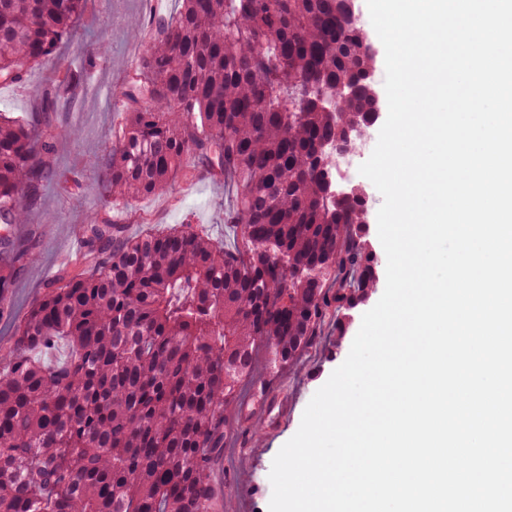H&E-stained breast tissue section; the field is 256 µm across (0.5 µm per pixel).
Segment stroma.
<instances>
[{
    "label": "stroma",
    "mask_w": 512,
    "mask_h": 512,
    "mask_svg": "<svg viewBox=\"0 0 512 512\" xmlns=\"http://www.w3.org/2000/svg\"><path fill=\"white\" fill-rule=\"evenodd\" d=\"M149 28L139 0H85L76 23L77 36L83 42L99 41L101 57L89 60L71 46L60 64L30 69L26 86L0 85V112L17 115L35 110L36 89L59 82L65 87L51 115L56 140L47 163L54 175L45 183L30 223L19 229L21 237L35 236L36 244L14 278L11 315L0 320V356L7 353L35 299L51 282L83 262L82 227L93 218L121 224L130 236L140 234L149 224L176 228L188 224L224 246L236 241L232 225L224 221L236 203L232 182L180 178L167 193L114 206L104 204L93 189L97 173L91 162L111 145L124 122L120 92L133 74L136 51L148 41ZM73 128L78 131L74 138L68 135ZM383 292V287H376L366 303L354 310L344 335H337L335 318H327L320 345L305 351L290 368L271 370L265 351H257L252 389L287 394L291 409L276 429L252 433L247 445H236V433H228L212 469L215 512H268L274 457L297 432L314 393L346 359L363 314Z\"/></svg>",
    "instance_id": "1"
}]
</instances>
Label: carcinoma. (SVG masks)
<instances>
[{"mask_svg": "<svg viewBox=\"0 0 512 512\" xmlns=\"http://www.w3.org/2000/svg\"><path fill=\"white\" fill-rule=\"evenodd\" d=\"M84 2L0 0V83L59 63ZM181 2L136 59L97 189L128 204L180 175L231 180L238 246L190 226H83L86 264L35 300L0 359V512H215L212 460L256 348L293 365L375 286L364 194L338 198L326 175L327 149L374 105L375 55L346 0ZM63 90L0 112V318ZM63 340L69 359L44 361Z\"/></svg>", "mask_w": 512, "mask_h": 512, "instance_id": "1", "label": "carcinoma"}]
</instances>
